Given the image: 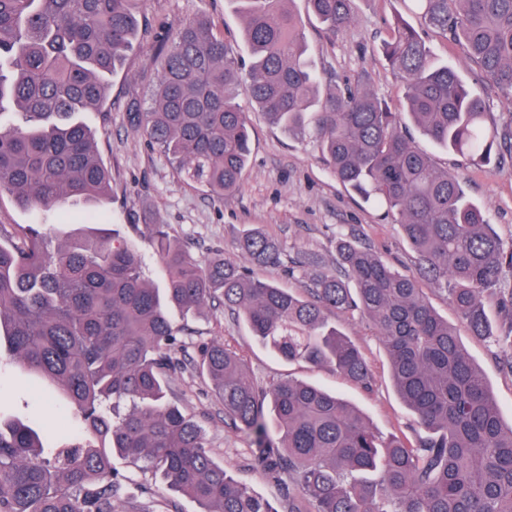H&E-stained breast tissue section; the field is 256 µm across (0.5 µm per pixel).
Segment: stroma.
I'll return each mask as SVG.
<instances>
[{"label":"stroma","instance_id":"obj_1","mask_svg":"<svg viewBox=\"0 0 512 512\" xmlns=\"http://www.w3.org/2000/svg\"><path fill=\"white\" fill-rule=\"evenodd\" d=\"M294 7L304 17L308 52L319 71L340 84L370 74L380 97L393 103L399 100L401 80L374 47L395 19L420 27L412 0H354V25L333 40L308 15L304 0H296ZM132 10L141 22L140 38L123 66L106 76L108 101L104 109L82 115L94 130L98 150L112 173L111 199L97 210L66 205L50 212H30L17 208L3 195L0 225L48 224L57 241L83 224L118 230L141 252L144 275L157 288L163 287L164 280L148 230L152 224L165 225L170 236L200 262L219 249L225 258L238 259L237 238L245 230L262 229L278 242L280 262L252 267L251 273L292 291L311 287L318 272L335 270L336 239L342 234L376 251L398 271L416 273V255L400 225L349 194L331 175L312 138L289 133L258 110L247 112L251 154L236 193L219 199L179 175L147 144L132 125L130 114L147 105L172 27L204 14L220 26L226 41L239 49L243 46L242 20L228 0H133ZM421 35L436 59L459 67L469 84L495 97V89L486 83L479 68L465 62L461 44L428 29H422ZM432 155L440 165L464 177L469 194L484 207L504 244L511 245L512 159H504L496 168H478L438 149ZM420 286L436 311L456 325L463 347L483 371L505 423H512V374L496 363L495 348L459 325L447 292L426 279ZM170 319L177 338V362L169 374L172 399L205 431L214 458L224 462L239 483L277 512H288L284 485L257 465L249 440L225 425L224 406L198 370L201 342L223 341L261 384L288 376L318 383L354 404L381 434L412 440L420 432L395 390L376 327L359 313L331 310L326 319L363 352L374 376L369 390L351 384L336 371L280 359L255 340L243 318L220 303L208 304L188 316L174 309ZM35 400L45 410L44 415L37 416L40 425L55 431L71 424V406L61 398L48 397L37 379L11 369L0 373L1 412L35 416L31 406ZM114 467L133 481L132 494L120 502L119 512H197L193 501L165 489L154 474L140 471L124 459L115 460Z\"/></svg>","mask_w":512,"mask_h":512}]
</instances>
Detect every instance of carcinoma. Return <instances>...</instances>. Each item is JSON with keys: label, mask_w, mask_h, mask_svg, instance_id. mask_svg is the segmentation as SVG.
I'll list each match as a JSON object with an SVG mask.
<instances>
[{"label": "carcinoma", "mask_w": 512, "mask_h": 512, "mask_svg": "<svg viewBox=\"0 0 512 512\" xmlns=\"http://www.w3.org/2000/svg\"><path fill=\"white\" fill-rule=\"evenodd\" d=\"M131 0H0V195L24 210L105 203L110 177L95 134L75 118L98 110L104 76L133 49ZM242 18L247 70L224 33L190 18L165 47L148 107L133 122L187 180L235 193L250 155L245 98L269 121L310 135L345 188L401 225L419 275L445 285L473 336L501 349L512 374V245L505 246L459 174L420 148L414 126L437 148L474 167L512 154V120H490V99L437 62L399 20L381 51L401 79L390 105L372 77L322 86L294 0H229ZM426 27L466 48L467 60L512 104V0H413ZM328 37L355 22L353 0H305ZM165 287L143 275L125 237L82 228L56 247L34 224L0 229V345L12 363L75 405L101 448L68 442L29 420L0 418V512H117L130 484L124 458L160 475L199 512H274L214 460L206 435L167 397L175 351L169 311L217 299L246 320L279 358L336 370L368 388L373 374L324 312L358 311L382 337L395 387L422 429L415 441L383 438L347 401L294 379L260 386L224 344L200 356L228 426L246 434L258 464L287 485L288 512H512V424L454 326L414 275L391 268L350 239L337 244L340 273H319L308 294L253 277L217 255L201 265L164 226L150 224ZM255 265L277 264V243L258 229L238 241ZM500 310L492 330L486 300Z\"/></svg>", "instance_id": "carcinoma-1"}]
</instances>
